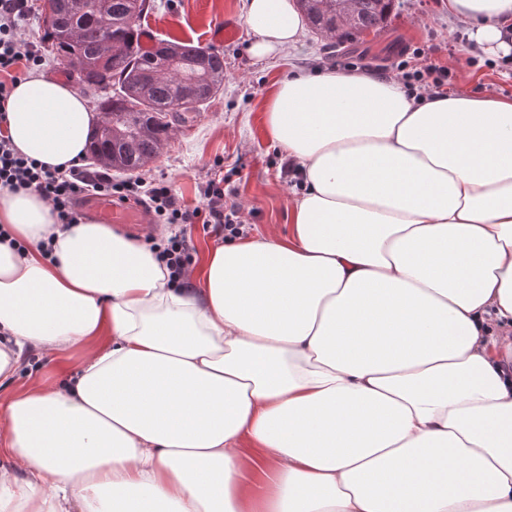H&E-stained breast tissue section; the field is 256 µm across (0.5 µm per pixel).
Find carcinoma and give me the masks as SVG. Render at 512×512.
Here are the masks:
<instances>
[{"mask_svg":"<svg viewBox=\"0 0 512 512\" xmlns=\"http://www.w3.org/2000/svg\"><path fill=\"white\" fill-rule=\"evenodd\" d=\"M394 0H357V23L342 42L355 35L381 30ZM153 8L152 0H54L52 13L42 20L58 56L68 60L80 83L98 90L109 81L111 91L96 97L100 118L91 132L90 154L112 167L136 171L157 157L172 124L186 119L171 114L186 93L201 111L224 86V54L195 45L162 40L153 50L142 47L136 22ZM107 13L112 35L122 42L111 51L99 22Z\"/></svg>","mask_w":512,"mask_h":512,"instance_id":"cac0c4a2","label":"carcinoma"}]
</instances>
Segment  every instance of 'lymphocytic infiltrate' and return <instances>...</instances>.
Returning a JSON list of instances; mask_svg holds the SVG:
<instances>
[{
	"instance_id": "obj_1",
	"label": "lymphocytic infiltrate",
	"mask_w": 512,
	"mask_h": 512,
	"mask_svg": "<svg viewBox=\"0 0 512 512\" xmlns=\"http://www.w3.org/2000/svg\"><path fill=\"white\" fill-rule=\"evenodd\" d=\"M28 0H0V120L4 119L11 91L29 71L40 66L42 59L31 42L18 34L20 22L28 15ZM396 71L419 101L432 99L436 91L447 86L444 69L429 65L410 68L408 60H400ZM0 188L10 191L33 190L49 199L59 223L75 224L81 217L80 205L91 194L135 200L145 205L159 224H172L178 231L168 238L160 252L171 271L174 282H181L192 261L193 248L184 227L201 225L205 233L222 239L245 236L247 230L239 217V209L224 193V183L210 179L202 183L200 206L190 208L180 203L170 185L140 174L116 182L110 173L83 164L68 170H50L36 160L20 155L10 141L0 135Z\"/></svg>"
}]
</instances>
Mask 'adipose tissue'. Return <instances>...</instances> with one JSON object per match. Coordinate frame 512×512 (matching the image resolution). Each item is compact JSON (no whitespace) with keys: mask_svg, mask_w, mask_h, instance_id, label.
Masks as SVG:
<instances>
[{"mask_svg":"<svg viewBox=\"0 0 512 512\" xmlns=\"http://www.w3.org/2000/svg\"><path fill=\"white\" fill-rule=\"evenodd\" d=\"M445 2L512 54V0ZM245 23L271 66L306 19L247 0ZM262 122L300 174L290 230L181 288L126 232L0 190V382L24 347L86 353L0 407V512H512V98L325 67ZM93 124L36 72L0 132L63 171Z\"/></svg>","mask_w":512,"mask_h":512,"instance_id":"1","label":"adipose tissue"}]
</instances>
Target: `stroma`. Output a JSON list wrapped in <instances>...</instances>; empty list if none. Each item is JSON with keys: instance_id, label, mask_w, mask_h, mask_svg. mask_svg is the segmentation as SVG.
Wrapping results in <instances>:
<instances>
[{"instance_id": "35a3bbf8", "label": "stroma", "mask_w": 512, "mask_h": 512, "mask_svg": "<svg viewBox=\"0 0 512 512\" xmlns=\"http://www.w3.org/2000/svg\"><path fill=\"white\" fill-rule=\"evenodd\" d=\"M246 0H154L155 7L140 19L142 33L156 39L190 42L207 48L215 25L231 20L237 29L233 41L220 44L224 55V88L197 118L172 125L162 153L149 162L147 172L169 181L182 202H200L201 182L224 174L235 187L253 234L289 228L288 196L293 187L284 171L289 160L264 134L260 116L275 81L321 67L344 68L348 58L365 56L367 63L385 66L407 47L421 49L420 65L448 66L449 90L462 94L487 91L512 97V55L496 59L471 41L464 27L448 18L438 0H395L385 29L357 46L337 45L335 40L305 30L302 46L277 64L253 63L246 52L250 40L244 22ZM30 12L20 31L42 55V68L70 83L77 76L61 64L39 22L41 0H30ZM81 355L66 351L47 356L36 348L23 351L17 377L0 383V405L32 387H49L60 374L75 373Z\"/></svg>"}]
</instances>
